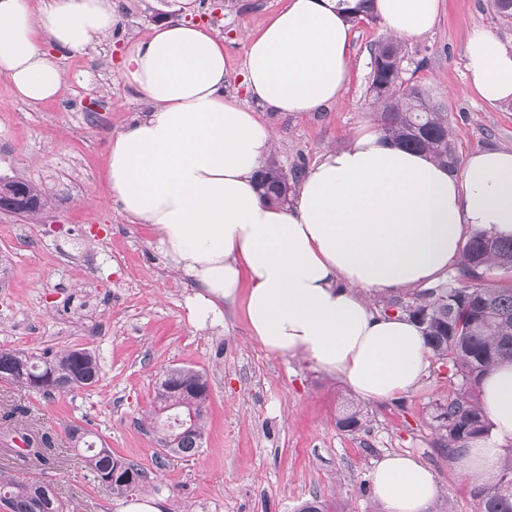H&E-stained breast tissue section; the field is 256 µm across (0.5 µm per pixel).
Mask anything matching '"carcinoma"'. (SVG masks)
Segmentation results:
<instances>
[{"mask_svg": "<svg viewBox=\"0 0 512 512\" xmlns=\"http://www.w3.org/2000/svg\"><path fill=\"white\" fill-rule=\"evenodd\" d=\"M368 91L380 110L385 136L404 146L427 152L451 169L459 162L448 113L436 108L415 86L404 83L400 64L402 46L393 40L373 51ZM262 197L282 205L290 202L291 184L280 163L270 160L260 174ZM493 268L512 269V239L491 238L483 232L471 236L463 247L454 279L425 290L408 302H391L398 312L415 319L423 328L431 356L448 364L459 380L448 400L436 405L433 421L439 447L454 455L467 442L488 435L476 390L482 377L503 361H512V284L507 286L457 287L463 279L480 281ZM100 364L94 352L72 348L52 355L26 350L0 349V379L29 387L45 395L72 392L95 385ZM207 382L191 368L168 370L155 388L158 410L146 418L154 433L160 457L188 458L202 447L207 418ZM186 422L180 427L176 420ZM342 428L356 432L363 413L354 407L340 420ZM65 433L74 446H83L88 473L93 481L116 495L144 486L146 472L97 447L90 432L70 424ZM132 473L131 483L112 479V472ZM478 512H512V454L502 461L494 480L475 486ZM0 503L7 512H64V506L45 482L19 481L0 476Z\"/></svg>", "mask_w": 512, "mask_h": 512, "instance_id": "obj_1", "label": "carcinoma"}]
</instances>
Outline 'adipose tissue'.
I'll return each instance as SVG.
<instances>
[{"mask_svg":"<svg viewBox=\"0 0 512 512\" xmlns=\"http://www.w3.org/2000/svg\"><path fill=\"white\" fill-rule=\"evenodd\" d=\"M338 0H289L249 38L242 62L248 96L276 112H319L350 80L351 28ZM185 19L154 26L125 52L119 74L149 104L116 134L107 179L131 221L151 225L166 264L194 289L196 325L224 323L242 305L251 336L270 354L301 356L342 374L364 401L408 393L428 363L421 327L374 313L364 292L391 293L437 279L457 263L470 234L512 237V150H481L453 173L365 128L324 151L293 204L260 197L256 174L272 132L224 93V40ZM440 0H377L387 29L406 38L436 24ZM112 0H0V75L17 95L58 94V58L110 36ZM472 92L512 100V49L473 29L466 45ZM490 438L462 449L465 476L492 479L512 452V363L481 383ZM384 512H425L437 493L433 471L407 454L386 456L369 477Z\"/></svg>","mask_w":512,"mask_h":512,"instance_id":"ef3b65f1","label":"adipose tissue"}]
</instances>
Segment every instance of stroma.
Listing matches in <instances>:
<instances>
[{"label":"stroma","instance_id":"1","mask_svg":"<svg viewBox=\"0 0 512 512\" xmlns=\"http://www.w3.org/2000/svg\"><path fill=\"white\" fill-rule=\"evenodd\" d=\"M193 19L224 38L226 94L244 97L241 64L247 40L289 0H197ZM110 38L59 59L64 75L53 98L27 103L0 76V178L25 180L43 194L40 212L24 218L0 210V347L30 352L87 348L100 359L99 381L55 398L0 380V473L50 483L65 512H113L115 496L90 481L83 449L66 439L78 424L115 456L150 476L146 493L166 512H296L318 500L327 512H381L369 475L391 454H410L435 473L438 492L427 512H477L474 485L437 448L435 404L454 388L430 361L407 395L363 402V428L339 425L356 395L341 376L309 361L275 356L251 339L240 308L221 327H197L193 290L169 270L153 229L134 224L107 181V149L146 106L119 75L129 45L153 25L182 19L176 0H112ZM512 47V24L491 0H443L427 34L401 39L402 76L442 107L457 153L512 148V104L489 103L469 90L465 45L473 29ZM350 82L320 112H272L249 106L276 134L274 155L299 174L326 150L345 146L362 126L377 125L367 93L371 49L390 33L382 23H353ZM186 366L208 384L204 443L190 458L158 461L145 424L155 384ZM49 436L39 456L18 446L16 421Z\"/></svg>","mask_w":512,"mask_h":512}]
</instances>
